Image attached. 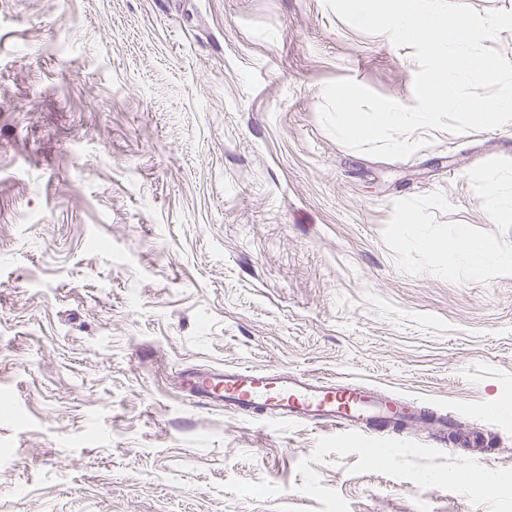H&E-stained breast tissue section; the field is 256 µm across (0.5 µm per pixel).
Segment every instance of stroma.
<instances>
[{"instance_id": "stroma-1", "label": "stroma", "mask_w": 512, "mask_h": 512, "mask_svg": "<svg viewBox=\"0 0 512 512\" xmlns=\"http://www.w3.org/2000/svg\"><path fill=\"white\" fill-rule=\"evenodd\" d=\"M409 46L324 0H0V512H512V126L410 156L337 142L322 88L413 100ZM228 365L452 414L345 431L192 403ZM381 462H370L374 450ZM503 175L495 166L486 169L483 177V189L491 201V223L500 224L512 219V195L501 192ZM415 222L402 219L397 222L396 236L401 247H412L428 252L433 264L444 273L455 272L462 261L471 272L480 277H512V253H502L491 238L474 239L463 229L448 240L419 237L413 230Z\"/></svg>"}]
</instances>
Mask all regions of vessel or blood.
<instances>
[{"label": "vessel or blood", "instance_id": "1", "mask_svg": "<svg viewBox=\"0 0 512 512\" xmlns=\"http://www.w3.org/2000/svg\"><path fill=\"white\" fill-rule=\"evenodd\" d=\"M188 386L200 404H225L241 416L260 412L281 422L315 420L343 430L393 426L418 415L414 403L373 387L298 372L232 366L221 373L193 372Z\"/></svg>", "mask_w": 512, "mask_h": 512}]
</instances>
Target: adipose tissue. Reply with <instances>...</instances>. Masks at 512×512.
Here are the masks:
<instances>
[{"label": "adipose tissue", "instance_id": "obj_1", "mask_svg": "<svg viewBox=\"0 0 512 512\" xmlns=\"http://www.w3.org/2000/svg\"><path fill=\"white\" fill-rule=\"evenodd\" d=\"M396 236L400 246L428 252L433 264L443 272H453L460 265H467L481 278L512 277V253L500 252L494 240L475 239L466 231L448 240H433L418 236L411 220H399Z\"/></svg>", "mask_w": 512, "mask_h": 512}]
</instances>
